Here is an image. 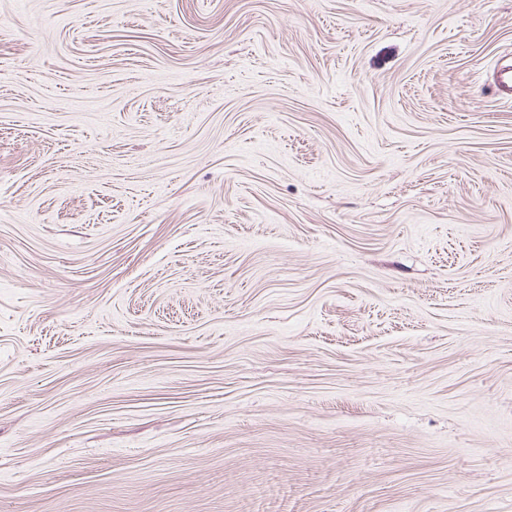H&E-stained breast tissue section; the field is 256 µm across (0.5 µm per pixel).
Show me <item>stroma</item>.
Instances as JSON below:
<instances>
[{
	"mask_svg": "<svg viewBox=\"0 0 512 512\" xmlns=\"http://www.w3.org/2000/svg\"><path fill=\"white\" fill-rule=\"evenodd\" d=\"M512 0H0V512H512Z\"/></svg>",
	"mask_w": 512,
	"mask_h": 512,
	"instance_id": "obj_1",
	"label": "stroma"
}]
</instances>
